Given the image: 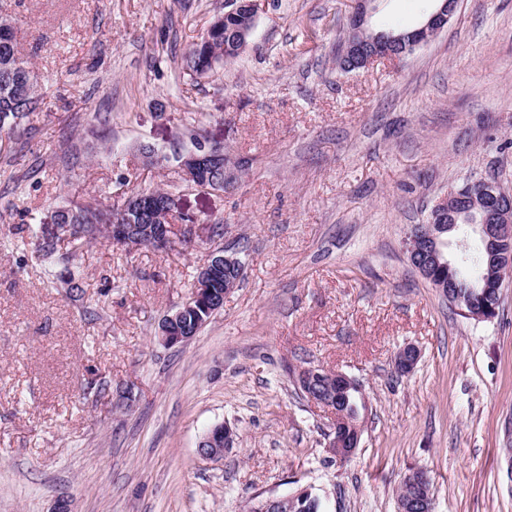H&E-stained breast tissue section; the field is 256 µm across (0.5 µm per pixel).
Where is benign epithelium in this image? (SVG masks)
Returning a JSON list of instances; mask_svg holds the SVG:
<instances>
[{"label": "benign epithelium", "instance_id": "obj_1", "mask_svg": "<svg viewBox=\"0 0 512 512\" xmlns=\"http://www.w3.org/2000/svg\"><path fill=\"white\" fill-rule=\"evenodd\" d=\"M370 0H355L351 19L353 29L345 43V51L354 58L371 64L378 59L395 60L404 57L408 50H415L428 42L435 34L448 24L453 14L449 0H442L441 6L427 20L413 31L401 35H384L373 33L367 25ZM225 162L224 147L221 144L209 143L205 148L186 159L175 168L178 179L190 182L219 167ZM468 196L472 208L480 215V222L474 225L485 249L486 263L480 275L479 287L487 291H499L503 288L504 274L512 272V190L505 187L497 179H472L462 186H452L448 192L440 196L432 205L429 214L434 218H448L452 224L448 230L458 227L455 220L457 201ZM124 207L138 211L148 208H166L169 200L156 193L130 192L123 198ZM112 239H120L126 243H153L165 247L171 243V227L167 224H142L138 233L126 224L109 226ZM442 227L428 224L422 231L411 228L403 239L407 257L416 262L422 276L430 281L438 282L439 288H448V300L465 312L464 300L459 291L461 284L453 276V260L447 257L445 242L441 237ZM237 266L236 254L228 249L215 247L211 250L208 261L200 267L195 287L189 300L171 314L166 315L159 328L158 339L167 346H178L189 342L195 334L182 322L185 310L199 306L206 311L219 307L224 303V295L231 292L236 285L233 278ZM224 278V294L214 291L211 284ZM420 350L414 345L402 348L394 358V369L401 375L410 373L417 365ZM330 417L331 439L329 448L340 462L348 461L359 447L362 424H349L345 413L332 407L326 408ZM235 445V434L229 427L212 428L199 444V455L209 461H219L224 454ZM403 484L408 485L417 493L398 500V512H432L433 503L430 496L431 482L426 471L416 469L404 476ZM309 489L299 488L286 495L262 498L259 500L260 512H278L280 507L308 493Z\"/></svg>", "mask_w": 512, "mask_h": 512}]
</instances>
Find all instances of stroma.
<instances>
[{
  "instance_id": "stroma-1",
  "label": "stroma",
  "mask_w": 512,
  "mask_h": 512,
  "mask_svg": "<svg viewBox=\"0 0 512 512\" xmlns=\"http://www.w3.org/2000/svg\"><path fill=\"white\" fill-rule=\"evenodd\" d=\"M224 2L0 0L42 98L0 134V512H248L300 487L325 512H397L414 468L434 512H512V281L478 322L402 246L449 186L512 185V0H458L429 44L349 73L333 50L353 0H258L237 60L180 77ZM433 6L377 0L370 24ZM192 125L238 163L231 187L173 188ZM131 187L171 190L170 248L101 234L47 275L44 239L69 251L60 210ZM216 245L240 257L238 287L163 345ZM408 344L420 359L400 375ZM310 365L365 398L347 462L295 382ZM219 423L236 445L215 463L198 445Z\"/></svg>"
}]
</instances>
